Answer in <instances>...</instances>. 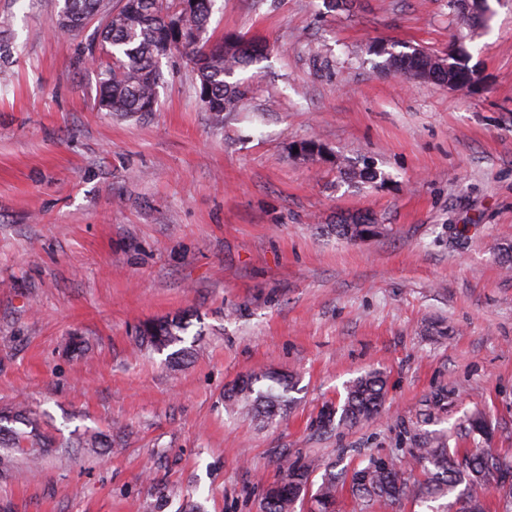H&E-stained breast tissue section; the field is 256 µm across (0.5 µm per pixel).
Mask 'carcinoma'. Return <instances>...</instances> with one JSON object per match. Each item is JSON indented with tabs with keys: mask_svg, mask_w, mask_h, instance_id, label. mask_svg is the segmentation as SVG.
<instances>
[{
	"mask_svg": "<svg viewBox=\"0 0 512 512\" xmlns=\"http://www.w3.org/2000/svg\"><path fill=\"white\" fill-rule=\"evenodd\" d=\"M214 0H63L60 12L69 22L67 30L75 31L92 21L98 22L106 59L96 62L99 70V108L124 118L143 116L155 110L158 87L162 81L159 60L174 52L190 56L193 64V89L200 107L209 113L217 126L224 118L238 111L250 98L253 89L238 72L249 68L263 51L260 42L233 35L212 39L208 24ZM458 0H448V8L463 19V28L472 29L484 22L487 0H471L465 12ZM387 58L381 68L407 78L420 75L427 82L439 85L456 83L462 87L470 81V68L462 49L448 52L443 58L414 49L395 53L381 46L372 49ZM345 166V162H339ZM347 167V166H345ZM352 179L373 182L381 172L373 165L347 167ZM370 231L364 224L346 219L336 225V236L360 240ZM187 322L179 316L171 320L149 323L141 331V339L162 351L184 342L181 333ZM262 381L266 387L258 386ZM293 381L274 373L251 374L241 378L227 391V400L247 408L271 421L287 406L285 392ZM387 379L380 372H370L348 387L343 420L356 423L378 414L385 402ZM415 458L428 464L425 478L416 480L402 466L389 460L384 467L375 466L372 457L362 468L349 472L325 466L322 482L314 496L315 512H329L336 505L338 487L346 479L363 476L352 486L365 506L376 502L399 503L403 500L435 502L448 499L446 512H485L483 502L472 493L477 486L496 481L486 470L483 452L459 454L440 441L428 438L415 440ZM41 428L39 417L23 407L0 408V479L8 478L21 462L34 464L57 447ZM315 463L283 464L284 477L266 487L263 512H294L301 494L306 491Z\"/></svg>",
	"mask_w": 512,
	"mask_h": 512,
	"instance_id": "obj_1",
	"label": "carcinoma"
}]
</instances>
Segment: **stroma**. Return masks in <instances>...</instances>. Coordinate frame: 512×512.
<instances>
[{
    "label": "stroma",
    "mask_w": 512,
    "mask_h": 512,
    "mask_svg": "<svg viewBox=\"0 0 512 512\" xmlns=\"http://www.w3.org/2000/svg\"><path fill=\"white\" fill-rule=\"evenodd\" d=\"M489 4L461 44L480 75L463 92L371 51L455 47L448 0H216L210 34L270 46L218 127L188 56L163 59L157 112L116 117L96 105L94 25L60 35L57 0H0V408L112 439L19 465L0 512H259L285 459L320 464L296 504L311 512L324 464L420 475L417 432L512 455V0ZM366 158L385 182L338 166ZM365 213L381 233L337 237ZM187 311L186 356L142 344L144 324ZM371 371L381 412L342 421ZM263 372L296 381L269 424L225 400ZM476 411L482 437L463 426Z\"/></svg>",
    "instance_id": "stroma-1"
}]
</instances>
